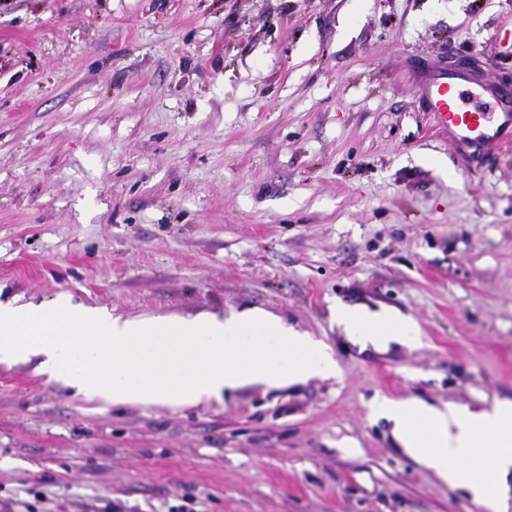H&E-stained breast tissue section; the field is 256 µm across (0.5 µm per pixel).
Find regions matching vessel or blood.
<instances>
[{
	"instance_id": "b4317fda",
	"label": "vessel or blood",
	"mask_w": 512,
	"mask_h": 512,
	"mask_svg": "<svg viewBox=\"0 0 512 512\" xmlns=\"http://www.w3.org/2000/svg\"><path fill=\"white\" fill-rule=\"evenodd\" d=\"M417 81L435 132L465 164L482 159L490 147L512 141L511 90L488 83L459 61L418 63Z\"/></svg>"
}]
</instances>
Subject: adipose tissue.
Wrapping results in <instances>:
<instances>
[{"instance_id":"obj_1","label":"adipose tissue","mask_w":512,"mask_h":512,"mask_svg":"<svg viewBox=\"0 0 512 512\" xmlns=\"http://www.w3.org/2000/svg\"><path fill=\"white\" fill-rule=\"evenodd\" d=\"M335 317L345 333L364 346L421 341L413 320L391 312L371 314L340 305ZM373 412L392 422L402 448L442 482L464 490L484 512H500L502 484L512 475V402L470 410L417 398L382 399Z\"/></svg>"}]
</instances>
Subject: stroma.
Masks as SVG:
<instances>
[{
  "instance_id": "obj_1",
  "label": "stroma",
  "mask_w": 512,
  "mask_h": 512,
  "mask_svg": "<svg viewBox=\"0 0 512 512\" xmlns=\"http://www.w3.org/2000/svg\"><path fill=\"white\" fill-rule=\"evenodd\" d=\"M451 53L512 85V0H0V301L260 308L339 365L176 407L1 363L0 512H484L372 413L512 401V149L434 136ZM335 317L347 336L363 346H381L389 342L418 345L421 341L419 328L413 320L391 312L371 314L337 305Z\"/></svg>"
}]
</instances>
